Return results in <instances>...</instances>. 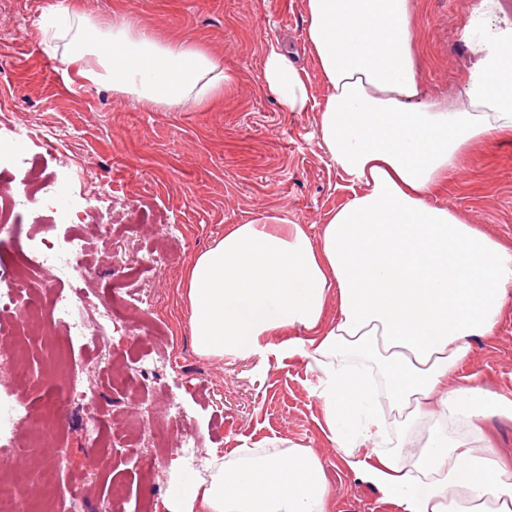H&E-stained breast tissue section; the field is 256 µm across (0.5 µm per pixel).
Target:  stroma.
<instances>
[{
    "label": "stroma",
    "instance_id": "1",
    "mask_svg": "<svg viewBox=\"0 0 512 512\" xmlns=\"http://www.w3.org/2000/svg\"><path fill=\"white\" fill-rule=\"evenodd\" d=\"M59 0H0V187L11 190L22 239L83 234L89 288L118 287L124 302L112 324L114 343L85 349L55 336L44 347L25 337L32 378L15 385L0 371V397L29 414L51 409L53 387L80 372L95 399L69 409L42 463H60L61 492L51 512H101L113 484L119 512H183L173 497L187 478L203 474L159 455L147 440L127 435L129 416L153 400L179 407L181 419L155 422L167 447L197 441L203 461L239 448H313L330 488L328 512H397L345 464L324 435L323 408L312 393L316 372L300 356L244 358L200 355L193 343L183 275L195 257L234 224H303L318 233L329 212L351 195L319 139V108L327 94L308 50L304 0H80L83 11L108 23L127 13L163 41L197 43L232 77L209 107L186 104L165 112L143 107L106 86L69 80L60 55L45 50L39 21ZM412 38L426 94L448 104L466 100L479 44L512 28V4L499 0H412ZM305 69L311 103L288 109L262 80L270 51ZM69 187L66 204L77 218L53 226L37 221L22 192L24 175ZM106 193L102 212L113 227L104 249L85 215L89 199ZM442 201L469 223L512 241V140L476 144L465 166L449 173ZM457 376L512 396V300L492 339L474 341ZM137 385L128 395L115 377ZM101 420L105 447H88L90 414ZM473 431L512 471V417L474 419ZM84 489L73 499L66 491Z\"/></svg>",
    "mask_w": 512,
    "mask_h": 512
}]
</instances>
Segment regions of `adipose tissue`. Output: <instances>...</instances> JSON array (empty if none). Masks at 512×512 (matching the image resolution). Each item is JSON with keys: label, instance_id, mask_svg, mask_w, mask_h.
<instances>
[{"label": "adipose tissue", "instance_id": "ef3b65f1", "mask_svg": "<svg viewBox=\"0 0 512 512\" xmlns=\"http://www.w3.org/2000/svg\"><path fill=\"white\" fill-rule=\"evenodd\" d=\"M307 38L328 94L319 138L353 193L318 235L302 224H237L185 278L199 354L298 355L318 374L328 439L399 512H512V473L468 426L512 415V398L448 375L494 336L512 298V243L439 203L449 171L481 140H512V33L494 37L469 79V104L426 96L411 0H304ZM43 40L70 36L61 61L150 109L209 104L223 63L188 41L163 42L132 17L100 24L73 5L45 12ZM268 88L292 110L307 74L271 51ZM336 316L327 319L328 300ZM404 417L410 454L392 449ZM180 487L192 512H327L313 448L211 457Z\"/></svg>", "mask_w": 512, "mask_h": 512}]
</instances>
